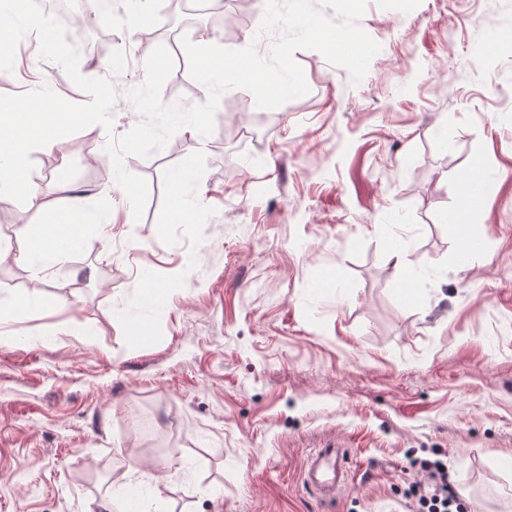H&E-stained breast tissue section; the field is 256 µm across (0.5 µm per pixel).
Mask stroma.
Masks as SVG:
<instances>
[{"label":"stroma","mask_w":512,"mask_h":512,"mask_svg":"<svg viewBox=\"0 0 512 512\" xmlns=\"http://www.w3.org/2000/svg\"><path fill=\"white\" fill-rule=\"evenodd\" d=\"M89 5L68 0L96 33L81 74L111 76V52L127 55L113 128L32 152L42 207L0 196L19 251L26 225L52 218L56 170L93 214L81 249L45 276L0 261V512H97L130 489L146 512H418L414 457L447 463L470 512H512V50L489 69L476 52L512 23V0H368L359 24L381 50L361 82L300 49L309 94L262 109L223 92L212 135L183 128L126 158L149 184L138 221L104 147L141 120L127 97L141 54L170 49L163 100L189 107L208 90L181 36L263 56L276 36L256 34L263 0L219 19L195 0H150L146 36L127 0ZM43 85L87 100L29 34L0 94ZM194 149L185 193L205 204L179 218L170 176ZM476 156L488 190L464 264L439 216ZM393 237L405 265L387 255ZM325 269L333 285L316 290ZM148 276L167 286L154 304ZM406 283L420 299L400 296ZM328 443L354 466L326 500L304 471Z\"/></svg>","instance_id":"35a3bbf8"}]
</instances>
